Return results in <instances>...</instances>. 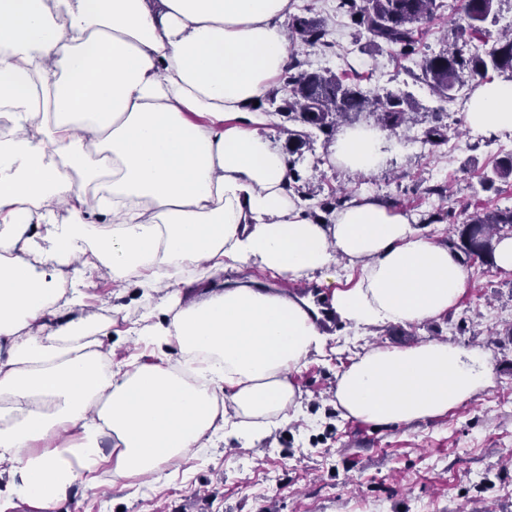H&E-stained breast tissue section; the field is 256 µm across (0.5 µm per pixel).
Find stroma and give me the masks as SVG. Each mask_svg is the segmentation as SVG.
Instances as JSON below:
<instances>
[{
    "instance_id": "1",
    "label": "stroma",
    "mask_w": 512,
    "mask_h": 512,
    "mask_svg": "<svg viewBox=\"0 0 512 512\" xmlns=\"http://www.w3.org/2000/svg\"><path fill=\"white\" fill-rule=\"evenodd\" d=\"M298 2L295 15L323 20L328 30L324 46L290 41L288 50L302 69L344 72L362 89L404 93L414 112L395 134L398 152L379 171L353 175L332 162L331 142L322 132L279 114L281 86L269 88L260 104L271 116L267 131L292 154L296 186L308 194L313 217L329 220L342 193H363L413 213L425 235L444 243L451 229L439 210L512 207V177L484 182L497 145L512 144V135L487 138L466 127L474 81L448 100L422 78L424 56L455 40L459 0H441L436 16L420 23L416 50L407 58L374 45L339 10V0ZM437 122L446 125L447 142L417 150L411 137ZM291 130L306 134L301 148L287 143ZM462 265L467 288L440 317L406 326L337 327L323 350L292 376L301 393L298 416L262 441L249 445L230 438L201 449L184 463V475L167 483H106L97 494L79 491L45 511L18 501L11 512H512V272L477 258ZM91 277L81 316L113 320L118 330L140 322L148 306L140 289L112 298L107 307L109 269H94ZM434 340L483 349L490 386L445 415L410 425L376 427L343 417L336 382L359 354Z\"/></svg>"
}]
</instances>
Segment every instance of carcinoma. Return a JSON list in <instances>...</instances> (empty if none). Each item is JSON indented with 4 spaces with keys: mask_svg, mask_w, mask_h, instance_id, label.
<instances>
[{
    "mask_svg": "<svg viewBox=\"0 0 512 512\" xmlns=\"http://www.w3.org/2000/svg\"><path fill=\"white\" fill-rule=\"evenodd\" d=\"M494 0H461L462 29L481 43V50L471 52L466 45L454 44L424 57L422 75L440 96L453 98L466 79L481 80L490 70L512 73V33L492 36L483 23L491 14ZM339 8L350 13L364 27L376 44L392 47L401 56L415 52L416 24L432 18L440 8L437 0H339ZM289 28L310 47L324 38L321 21L293 16ZM287 97L279 112L294 115L300 122L329 134L352 112L367 110L382 128L396 131L407 123L409 112L405 99L398 95L362 90L335 73L297 71L290 65L281 75ZM458 242L454 246L468 257H493L494 237L512 233V209L482 210L473 213L462 209L446 212Z\"/></svg>",
    "mask_w": 512,
    "mask_h": 512,
    "instance_id": "1",
    "label": "carcinoma"
}]
</instances>
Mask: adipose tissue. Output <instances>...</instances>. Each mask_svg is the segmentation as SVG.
I'll return each instance as SVG.
<instances>
[{
    "instance_id": "1",
    "label": "adipose tissue",
    "mask_w": 512,
    "mask_h": 512,
    "mask_svg": "<svg viewBox=\"0 0 512 512\" xmlns=\"http://www.w3.org/2000/svg\"><path fill=\"white\" fill-rule=\"evenodd\" d=\"M291 0H0V504L47 506L111 479H165L214 436L251 444L289 420L291 377L326 336L284 292L237 280L187 291L203 269L258 266L334 290L342 323L437 318L467 288L455 253L405 210L360 195L308 215L258 100L288 56ZM475 134H512V79L478 83ZM393 143L344 127L338 167L370 174ZM110 269L115 294L161 301L125 334L150 364L116 360L111 323L71 317L49 272ZM44 273H36V264ZM490 380L487 355L442 341L377 347L336 384L345 417L407 425L448 413Z\"/></svg>"
}]
</instances>
